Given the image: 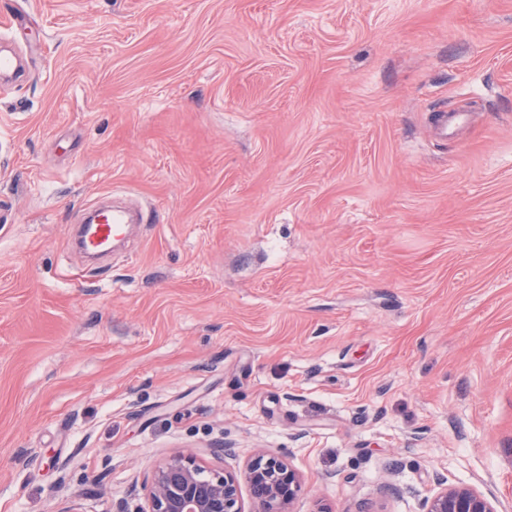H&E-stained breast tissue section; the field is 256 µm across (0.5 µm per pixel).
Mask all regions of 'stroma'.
<instances>
[{"label":"stroma","instance_id":"obj_1","mask_svg":"<svg viewBox=\"0 0 512 512\" xmlns=\"http://www.w3.org/2000/svg\"><path fill=\"white\" fill-rule=\"evenodd\" d=\"M0 512L157 463L294 512H512V0H0ZM438 110L468 125L441 140ZM142 205L101 266L104 197ZM233 448L224 454L223 445ZM425 506L424 512H498L490 498L465 485L439 488Z\"/></svg>","mask_w":512,"mask_h":512}]
</instances>
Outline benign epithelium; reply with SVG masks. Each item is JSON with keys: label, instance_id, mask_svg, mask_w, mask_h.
Here are the masks:
<instances>
[{"label": "benign epithelium", "instance_id": "obj_1", "mask_svg": "<svg viewBox=\"0 0 512 512\" xmlns=\"http://www.w3.org/2000/svg\"><path fill=\"white\" fill-rule=\"evenodd\" d=\"M249 486L252 508L244 510L240 482ZM147 508L119 500L112 512H292L303 491L300 474L281 458L259 451L239 472H206L190 454L156 466L144 485ZM425 512H498L486 495L465 485H445L426 501Z\"/></svg>", "mask_w": 512, "mask_h": 512}]
</instances>
